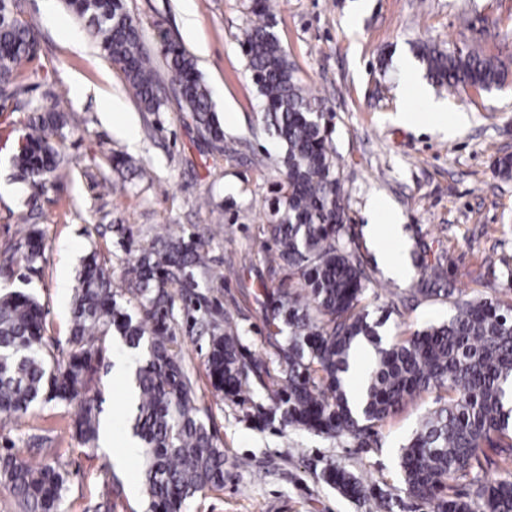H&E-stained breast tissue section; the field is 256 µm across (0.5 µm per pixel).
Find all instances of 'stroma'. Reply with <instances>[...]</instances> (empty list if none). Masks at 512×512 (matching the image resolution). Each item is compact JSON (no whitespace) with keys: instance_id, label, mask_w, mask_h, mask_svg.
Here are the masks:
<instances>
[{"instance_id":"obj_1","label":"stroma","mask_w":512,"mask_h":512,"mask_svg":"<svg viewBox=\"0 0 512 512\" xmlns=\"http://www.w3.org/2000/svg\"><path fill=\"white\" fill-rule=\"evenodd\" d=\"M353 2L277 0L274 21L297 77L324 114L347 203V234L379 295L369 307L372 317L387 316L383 333L398 339L454 315L453 301L443 296H420L400 311L386 310L414 287L412 254L421 241L445 252L446 287L512 305V178L496 170L499 159L512 156V0H367L355 20ZM12 3L18 19L37 31L38 51L22 70V93L0 110V127L11 129L7 147L0 148V249L13 239L21 222L19 203L30 193L10 177L11 156L26 133L28 102L55 100L69 126L63 143L67 166L38 199L46 261L27 279L0 277V289L34 293L45 310L47 336L64 351L81 258L93 244L112 267L124 256L115 236L100 235V228L124 224L142 241L162 236L170 224L192 232L208 228L212 270L197 275L200 289L216 292L238 323L248 355L268 361L273 349L262 290L278 280L264 262L260 226L279 179L269 159L280 149L263 127L261 100L243 53L250 0H125L159 75L163 104L156 112L140 107L124 73L65 0H55L51 15L44 0ZM164 32L194 58L224 127L223 148L199 134L171 85L160 41ZM423 42L451 52L480 49L502 66L506 80L484 91L434 86L417 55ZM409 73L421 90L412 105L424 108L434 100L444 106L421 127L396 119ZM110 96L124 102V118L101 112L100 102ZM460 112L467 114V124L445 133L447 121ZM117 153L140 159L146 176L115 172ZM374 202L401 216L403 239H390L385 247L402 258L403 276L379 264L363 233ZM178 338L227 459L223 490L199 495L185 512H371L368 502L324 482L331 464L387 495L391 512H429L405 493L398 460L422 416L435 408V394L408 402L378 424L364 445L307 430L284 435L259 426L250 405L215 396L204 373L205 340L186 325ZM100 377L111 448L81 447L58 417L20 420L11 432H0V446L29 428L52 427L54 446L69 462L62 512H83L89 499L105 493L110 470L123 482L114 512H142L135 476L139 454L127 440L130 386L108 371Z\"/></svg>"}]
</instances>
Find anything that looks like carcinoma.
Instances as JSON below:
<instances>
[{"label":"carcinoma","instance_id":"cac0c4a2","mask_svg":"<svg viewBox=\"0 0 512 512\" xmlns=\"http://www.w3.org/2000/svg\"><path fill=\"white\" fill-rule=\"evenodd\" d=\"M85 22L90 36L119 65L140 106L159 111L162 101L156 74L139 26L122 0H66ZM245 30L246 63L263 106L262 120L279 140L276 167L278 196L269 205L261 232L272 243L270 272L279 275L266 292L264 319L273 339L276 373L243 355L241 330L222 313L220 303L202 308L195 272H209L212 259L206 233L184 227L139 244L123 224L110 232L128 257L121 268L125 293L118 299L114 271L93 247L83 257L71 295L69 350L58 356L45 336L38 300L23 291L0 293V428L28 416L63 413L77 442L95 447L101 428L100 370L114 341L142 354L133 375L130 437L140 448L144 512H183L200 493L224 488V448L208 427L199 402L195 373L181 355L180 317L207 336L206 372L213 389L235 404H254L261 426L305 429L332 439L363 443L373 427L423 392L437 393L439 406L422 419L403 446L400 470L407 495L430 512H512V306L487 297H469L440 288L446 278L441 260H427V244L415 252L414 293L454 298L456 315L428 324L412 336L383 342V319L373 320L366 300L371 280L347 236L346 203L340 171L323 113L295 75L288 52L274 31L270 0H252ZM169 79L202 135L224 142V129L209 89L196 64L177 42L162 37ZM35 30L21 22L11 0H0V102L17 98L20 68L37 50ZM427 76L439 87L484 90L502 84L496 61L476 48L463 53L425 46ZM28 134L11 158L14 177L43 189L59 168V139L67 126L56 105L38 101L30 107ZM113 169L143 173L126 154ZM27 225L0 251V273L14 268L33 273L43 258L42 232L30 223L38 196L21 200ZM182 288L177 306L173 285ZM372 357L357 400L350 398L347 374L359 344ZM27 447L50 461L31 465L10 448L0 450V487L20 512H61L66 464L51 448L49 430L40 427L24 439ZM492 448L508 476L486 477L479 454ZM324 481L352 499L382 493L350 472L331 467ZM110 494L89 499L84 512H112L111 495L122 482L105 477ZM462 483L467 491L459 493Z\"/></svg>","mask_w":512,"mask_h":512}]
</instances>
